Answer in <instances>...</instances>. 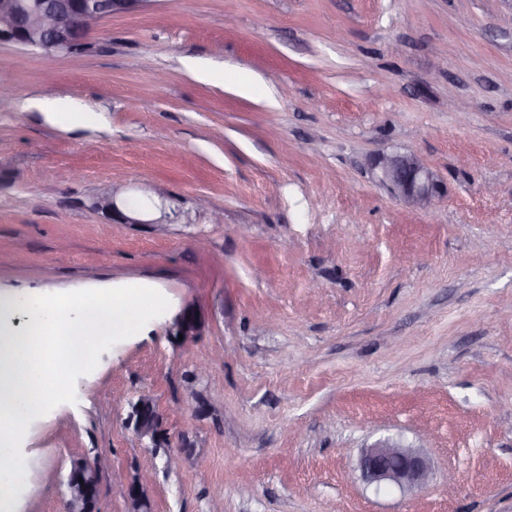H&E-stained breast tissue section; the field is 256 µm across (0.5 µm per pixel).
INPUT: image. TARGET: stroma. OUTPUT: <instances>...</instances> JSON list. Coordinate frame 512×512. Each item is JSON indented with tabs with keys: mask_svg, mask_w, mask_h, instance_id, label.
Listing matches in <instances>:
<instances>
[{
	"mask_svg": "<svg viewBox=\"0 0 512 512\" xmlns=\"http://www.w3.org/2000/svg\"><path fill=\"white\" fill-rule=\"evenodd\" d=\"M88 43L0 46V297L169 306L30 422L9 512H65L102 454L95 512H127L145 471L152 512H512V0H143ZM46 96L102 121H48ZM392 151L429 160L431 209L379 183ZM115 184L164 201L165 232L93 211ZM144 395L164 446L127 424ZM378 445L420 449L427 483L364 482Z\"/></svg>",
	"mask_w": 512,
	"mask_h": 512,
	"instance_id": "obj_1",
	"label": "stroma"
}]
</instances>
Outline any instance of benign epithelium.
<instances>
[{
    "label": "benign epithelium",
    "mask_w": 512,
    "mask_h": 512,
    "mask_svg": "<svg viewBox=\"0 0 512 512\" xmlns=\"http://www.w3.org/2000/svg\"><path fill=\"white\" fill-rule=\"evenodd\" d=\"M141 0H0V45L11 44L22 50L39 49L48 54H72L79 46L88 45L87 34L103 20L128 11ZM379 181L396 198L415 207H428L438 194V181L429 163L413 153H382L374 159ZM121 190L117 187L96 197L91 207L113 221L123 224L163 225L155 219L131 216L119 207ZM176 333L188 340L196 335V318L185 313L175 321ZM129 423L142 437L155 438L156 427L137 419L132 408ZM360 469L369 484L395 485L399 488L422 486L431 465L416 448L372 447L362 453ZM149 476L136 478L135 491L127 496L129 512H143L148 503L146 488ZM65 512H87L83 488H68Z\"/></svg>",
    "instance_id": "1"
}]
</instances>
